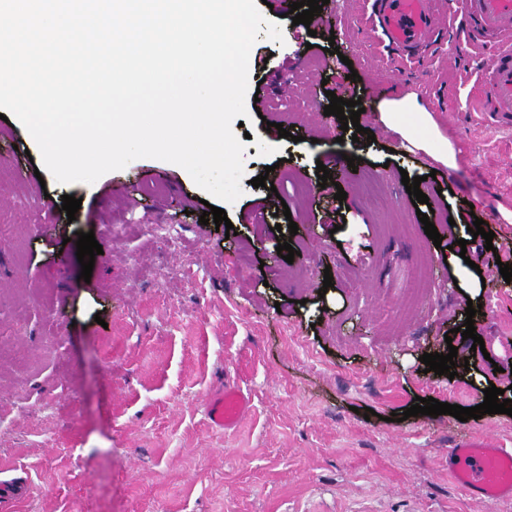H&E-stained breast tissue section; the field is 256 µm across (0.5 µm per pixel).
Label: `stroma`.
Returning <instances> with one entry per match:
<instances>
[{"label":"stroma","instance_id":"1","mask_svg":"<svg viewBox=\"0 0 512 512\" xmlns=\"http://www.w3.org/2000/svg\"><path fill=\"white\" fill-rule=\"evenodd\" d=\"M370 12L371 0H330L336 28L276 15L288 38L259 35L248 86L259 98L234 129L248 140L230 237L200 224L205 193L180 166L140 158L61 184L19 120H0V487L15 494L0 512H512L448 474L457 443L512 448L511 416L396 419L420 397L473 407L493 385L512 399V288L499 272L512 264L499 213L512 210V127L476 93L480 42L446 21L423 58L406 60ZM352 70L358 97L416 92L456 167L402 149L374 111L360 124L375 142L342 132L324 108ZM329 154L359 158L354 177L333 176L342 202L319 187ZM262 173L268 186L253 187ZM406 175L422 179L441 246ZM66 194L82 201L72 220ZM477 218L493 247L460 257ZM80 231L103 249L87 281ZM284 242L293 262L276 251ZM470 303L481 352L457 332ZM452 346L455 377L425 371L423 354ZM225 384L251 396L226 431L206 412Z\"/></svg>","mask_w":512,"mask_h":512}]
</instances>
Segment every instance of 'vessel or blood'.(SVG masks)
Wrapping results in <instances>:
<instances>
[{"instance_id":"obj_1","label":"vessel or blood","mask_w":512,"mask_h":512,"mask_svg":"<svg viewBox=\"0 0 512 512\" xmlns=\"http://www.w3.org/2000/svg\"><path fill=\"white\" fill-rule=\"evenodd\" d=\"M378 21L400 54L418 57L446 13L439 0H378ZM459 28L476 35L491 56L480 74L483 99L497 121L512 123V0H461ZM250 406L242 390L227 386L214 391L208 403L213 427L239 424ZM448 471L462 488L496 502L512 498V448H486L466 441L448 451Z\"/></svg>"}]
</instances>
